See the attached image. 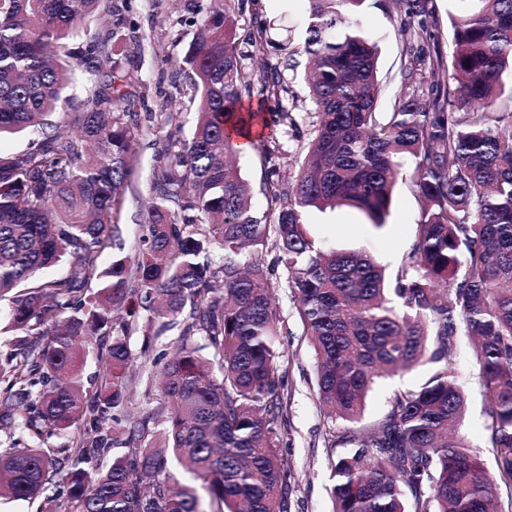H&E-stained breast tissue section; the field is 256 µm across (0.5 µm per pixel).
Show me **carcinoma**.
Segmentation results:
<instances>
[{"mask_svg":"<svg viewBox=\"0 0 512 512\" xmlns=\"http://www.w3.org/2000/svg\"><path fill=\"white\" fill-rule=\"evenodd\" d=\"M231 2L208 0L184 55L198 120L190 138L171 136L158 152L163 166L126 254L117 215L136 170L138 113L119 65L86 97L75 135L50 120L68 102L65 39L101 0H0V139L42 133L29 150L0 154V300L23 332L0 351V401L18 434L0 452V497L53 487L61 512H290L274 294L288 288L315 351L318 399L341 421L328 438L334 512H500L498 483L512 490V130L501 128L512 110L499 103L512 71V0H460L468 8L449 13L448 58L429 0H395L404 85L389 112L376 111L379 49L356 15L365 0H306L315 134L289 178L275 149L251 144L267 169L261 214L228 158L256 116L241 112L243 96L260 111L280 99L290 63L242 66ZM406 178L422 213L393 275L362 249L324 253L303 222L309 208L348 206L380 229ZM270 241L286 270L275 285L264 270ZM210 245L222 251L215 269ZM66 258V276L37 277ZM140 309L183 325L169 360L127 342ZM463 342L487 403L496 481L451 432L466 409L451 366ZM80 345L99 347L88 396ZM421 363L430 365L422 384L356 426L381 374ZM132 368L148 369L174 405L161 451L144 447L158 414L127 410ZM84 419L89 429L69 433ZM61 435L67 444L43 447ZM113 448L127 453L89 475L85 465ZM170 453L202 482L208 509L195 487L169 482Z\"/></svg>","mask_w":512,"mask_h":512,"instance_id":"obj_1","label":"carcinoma"}]
</instances>
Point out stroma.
<instances>
[{
  "mask_svg": "<svg viewBox=\"0 0 512 512\" xmlns=\"http://www.w3.org/2000/svg\"><path fill=\"white\" fill-rule=\"evenodd\" d=\"M205 0H102L99 9L87 15L70 38L73 51L84 49L92 38H105L112 32V8H119L126 20V40L119 57L128 76V89L134 95L135 112L140 116L136 134L138 165L133 187L125 195L118 217L124 226L126 248H134L138 226L144 220V205L152 195V179L157 165L153 140L174 133L189 138L195 122L199 95L191 73L181 60L195 39L199 10ZM304 0H243L238 8V37L241 62L246 69H257L261 61L276 62L282 57L280 47L290 44L300 50L305 37ZM362 29L381 46L379 70L384 89L377 103L381 112L390 111L393 98L403 84V45L397 34V16L385 6H368L359 14ZM267 20V45L257 52L248 41L255 19ZM288 87L282 99L291 117L270 123L263 131L278 154L280 175L289 176L302 162L313 137L315 117L304 79L303 67L284 72ZM96 78L80 59L71 61V101L55 113L53 122L62 131H72V115L94 86ZM421 220V207L410 182H402L394 195L386 225L376 229L359 210L340 207L321 212L307 211L309 225L318 245L326 250L363 249L370 252L389 270H397L414 238ZM264 262L270 282L276 283V300L281 311L277 346L282 354L286 375L288 404L280 455L289 468L291 512H332L329 495L332 484V456L325 438L333 423L315 393L316 363L297 312L293 293L280 287L286 272L278 261L274 246H266ZM456 381L468 397V409L457 431L475 449L487 473H494L491 449L485 448L487 424L484 399L479 391L476 371L468 348H460L452 360ZM427 367L379 380L366 400L364 424H372L382 415L387 397L397 390L416 388L426 377Z\"/></svg>",
  "mask_w": 512,
  "mask_h": 512,
  "instance_id": "stroma-1",
  "label": "stroma"
}]
</instances>
